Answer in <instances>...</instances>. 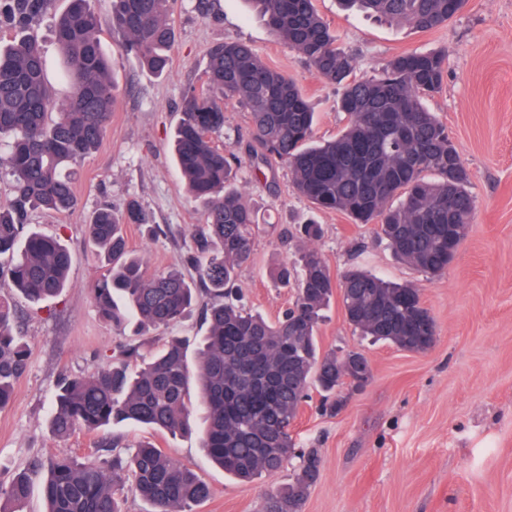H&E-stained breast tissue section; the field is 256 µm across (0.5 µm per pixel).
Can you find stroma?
<instances>
[{"label":"stroma","mask_w":512,"mask_h":512,"mask_svg":"<svg viewBox=\"0 0 512 512\" xmlns=\"http://www.w3.org/2000/svg\"><path fill=\"white\" fill-rule=\"evenodd\" d=\"M314 4L354 57L356 76L378 75L405 51L445 54L443 87L425 105L448 127L469 171L476 210L457 259L431 278L395 260L372 225L316 209L299 196L285 163L239 167L235 186L267 228L236 281L250 308L274 319L290 305L292 288L270 272L302 246L282 230L310 220L322 228L316 245L333 276L357 264L414 284L438 328L425 354L374 344L354 335L339 299H332L318 329L320 347L363 352L372 380L363 390L344 391L339 411L323 410L316 391L303 404L293 439L297 449L316 450L321 467L301 512H512V0H469L458 16L425 32L343 9L339 0ZM167 12L175 41L160 75L125 52L102 20L115 84L112 121L98 149L72 166L78 207L28 213L30 228L59 236L71 251L66 290L32 303L0 281V298L11 304L28 347L27 369L0 409V479L37 459H99L98 443L109 435L126 447L152 442L194 469L211 488L195 512H260L264 497L287 484L292 466L241 483L208 461L194 435L165 437L119 425L57 438L49 428L59 380L94 374L106 355L131 340L129 331L102 318L94 300L106 266L84 239L93 212L138 200L150 221L125 225L130 253L148 273L176 269L195 277L184 258L203 209L182 185L172 138L183 93L202 86L211 48L246 41L270 67L294 77L317 113L316 139H331L346 124L338 86L279 42L247 0H168Z\"/></svg>","instance_id":"obj_1"}]
</instances>
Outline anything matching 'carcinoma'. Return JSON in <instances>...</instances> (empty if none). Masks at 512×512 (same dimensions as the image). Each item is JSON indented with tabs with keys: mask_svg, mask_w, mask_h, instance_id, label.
I'll return each mask as SVG.
<instances>
[{
	"mask_svg": "<svg viewBox=\"0 0 512 512\" xmlns=\"http://www.w3.org/2000/svg\"><path fill=\"white\" fill-rule=\"evenodd\" d=\"M48 0H0V20L22 30ZM277 40L299 53L323 79L342 86L337 103L347 116L336 138L313 141L315 112L298 82L266 65L251 46L229 41L209 53L204 86L183 96L174 156L187 190L204 207L205 228L186 262L197 282L176 269L147 273L126 250L124 224H146L148 215L129 200L94 212L85 237L110 268L96 284L102 315L137 332L168 327L201 303L206 336L197 348L198 403L204 417L202 448L224 473L243 482L280 472L295 447L288 425L310 388L324 404L356 370L334 352L320 350L322 312L338 295L353 331L400 350L418 352L437 340L434 317L422 306L420 289L391 283L353 268L340 280L322 253L310 246L321 236L316 224L301 227L308 246L275 271L287 285L297 276L291 307L275 320L245 308L235 281L252 253L260 229L256 214L234 187L243 157L224 152L213 135L224 130V101L242 103L257 146L246 157L287 162L296 192L317 208L339 211L355 224H372L400 262L432 277L448 269V226L457 242L471 231L475 200L470 176L448 128L423 99L442 89L446 59L439 52L410 51L392 57L373 78L353 75L351 55L318 13L313 0H251ZM379 17L429 31L448 22L466 0H343ZM112 33L154 73L169 65L174 32L166 0H110ZM96 0H68L54 23L61 54L57 80L69 87L54 96L49 63L39 42L24 34L0 45V165L12 178L14 198L0 206V276L25 298L39 303L67 286L72 262L55 236L26 224L28 210L69 211L78 206L69 164L99 147L112 118L111 62L100 40ZM130 345L107 357L92 376H67L58 383L49 420L55 437L76 428L98 431L132 424L172 436L193 430L187 341L171 337L139 369ZM28 350L0 302V409L11 400L27 366ZM287 486L271 493L262 512H300L319 460L310 452ZM41 478L45 512H123L126 485L151 512H192L206 502L210 486L192 469L171 460L152 443L124 448L112 440L104 466L72 456L34 462L0 484V512H22Z\"/></svg>",
	"mask_w": 512,
	"mask_h": 512,
	"instance_id": "cac0c4a2",
	"label": "carcinoma"
}]
</instances>
